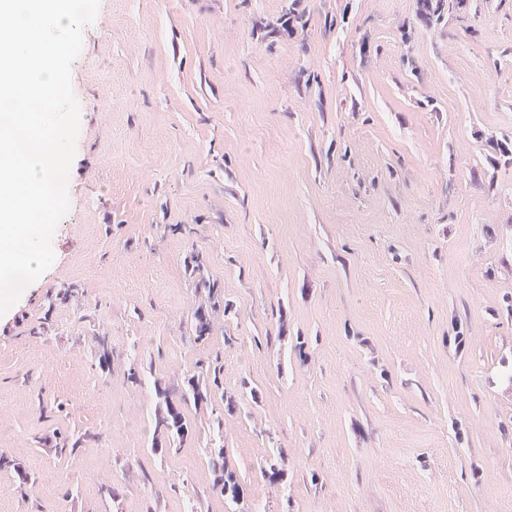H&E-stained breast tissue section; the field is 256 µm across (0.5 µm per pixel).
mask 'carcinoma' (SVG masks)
<instances>
[{
    "instance_id": "carcinoma-1",
    "label": "carcinoma",
    "mask_w": 512,
    "mask_h": 512,
    "mask_svg": "<svg viewBox=\"0 0 512 512\" xmlns=\"http://www.w3.org/2000/svg\"><path fill=\"white\" fill-rule=\"evenodd\" d=\"M221 368L218 366L198 365L191 373L184 375L182 384L184 392L179 401H174L170 394L173 388L165 382L153 384L157 404L153 422L152 450L161 455L180 445L190 432L187 410L191 407L199 409L211 403L212 390L222 383ZM91 434H68L55 431L45 438V447L57 456H71L85 447ZM214 479L213 489L224 499L237 505L243 501V488L236 470L229 466L224 446L213 449L212 458ZM12 468L23 484L37 483L38 478L26 473L21 463L0 455V468ZM261 473L272 482L288 483V466L285 458L276 455L265 460Z\"/></svg>"
}]
</instances>
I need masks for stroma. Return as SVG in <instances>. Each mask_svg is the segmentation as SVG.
Instances as JSON below:
<instances>
[{
	"label": "stroma",
	"instance_id": "obj_1",
	"mask_svg": "<svg viewBox=\"0 0 512 512\" xmlns=\"http://www.w3.org/2000/svg\"><path fill=\"white\" fill-rule=\"evenodd\" d=\"M72 87L54 261L0 315V454L39 481L1 469L0 512H231L219 442L250 512H512V0H101ZM214 362L154 455L150 384ZM91 437L92 435L87 432L84 434H68L61 431H53L51 435L45 438L44 444L56 456H71L80 448H84L87 438ZM212 465L214 472L213 489L235 505L243 502V488L239 475L227 463L224 444L219 448H213Z\"/></svg>",
	"mask_w": 512,
	"mask_h": 512
}]
</instances>
